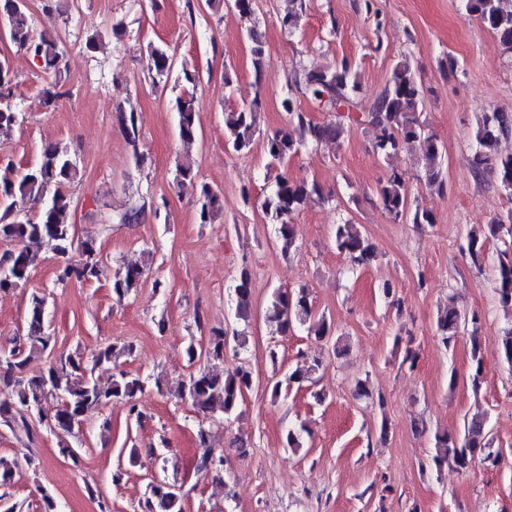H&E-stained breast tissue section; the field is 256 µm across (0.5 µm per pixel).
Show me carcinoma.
Returning a JSON list of instances; mask_svg holds the SVG:
<instances>
[{"mask_svg": "<svg viewBox=\"0 0 512 512\" xmlns=\"http://www.w3.org/2000/svg\"><path fill=\"white\" fill-rule=\"evenodd\" d=\"M294 9L282 18L288 31L298 28L306 12V0H293ZM468 14L476 17L494 36L504 50L512 54V0H463ZM258 0H234L232 7L244 21L246 38L255 74H260L265 63L262 34L258 32L256 13ZM0 14L10 18L8 37L17 50L28 54L38 62L47 81L40 92L41 107L50 111L63 95L66 49L57 39L34 35L33 18L23 0H0ZM153 68L150 80L159 87L168 83L173 74L174 60L162 45L148 46ZM200 81L199 72L182 68L176 82L184 87L174 99L178 115L179 137L189 144L198 133L199 115L195 97L190 89ZM14 74L6 58H0V134L12 131L20 123V113L12 104ZM291 91L280 100L281 108L288 114L289 128L263 137V151L270 170L283 166L288 159L300 154L311 145L334 143L351 127L371 134V147L380 158L411 151L419 146L426 160L425 184L443 193L446 175L443 167V147L435 135L427 130L422 120L423 90L418 84L408 59L396 63L383 91L373 101L368 111H357L359 81L351 65L344 61L334 70L300 71L290 81ZM331 113L327 122L316 123L302 109V101ZM119 119L128 144L138 151L140 129L136 112L119 110ZM226 142L239 154L251 152L260 133L258 104L244 105L234 112L224 113ZM512 130V115L504 112H486L479 120L476 148L472 167L475 175L485 171L496 173L500 188L512 197V155L498 153L500 137ZM80 175L77 159L60 144H49L41 152L38 161L17 174L0 176V240L10 241L15 248L0 257V293L25 287L32 267L43 249L58 259L57 281L61 284L73 279L91 281L104 274L100 246L92 238L76 236L73 215L75 202L68 187ZM376 200L382 209L396 222L432 225L436 215L432 209L412 200L406 173L396 168L388 170L375 188ZM332 198L315 180H294L284 173L277 175L271 191L265 196L261 209L266 221L276 226L277 240L283 251L291 250L296 243L294 215L312 200L325 202ZM31 208L38 209V217H27ZM224 208L222 193L207 183H200L195 200L196 222L212 224ZM503 243L495 266V294L504 308L512 309V210L469 231L465 254L476 266L485 261L487 241ZM335 243L356 271L376 257L374 245L362 235L351 220L336 225ZM147 280L145 267L130 264L115 270L112 276V293L119 300L142 287ZM252 279L248 270L240 272L234 286L235 318L245 323L252 314ZM266 320L278 331L288 332L299 325L315 340L332 345L333 353L341 356L347 346L335 339L336 328L326 316L313 308L310 291L302 286L294 291L274 289L265 305ZM26 332L23 341L8 348H0V388L8 398L0 400V425L24 433L31 438L35 427L31 419L45 427L58 439L62 456H67L71 445L68 437L79 422H85L95 412L115 401L129 403V418L142 425L144 416L134 404L137 395L148 387L150 378H142L122 369L112 373L101 383L94 372L102 366H115L119 360L132 355L129 344L112 343L98 348L86 357L81 352L68 356H56V340L50 330L46 296L33 292L26 308ZM479 314L468 313L455 307L440 312L436 329L443 345H448L461 335L471 342V370L469 382L473 391L480 390L483 382L485 353L478 337ZM235 350H243L247 336L242 331L227 332L221 328H209V342L204 350L189 344L185 354L189 364L202 358L224 357L229 342ZM47 356L45 368L36 374H28L31 357ZM498 357L512 368V326L504 330L497 349ZM324 364L322 357L304 355L295 369L280 379L268 380L271 398L281 397L282 389L302 387L314 382V375ZM254 384V374L247 365L223 374L196 371L189 374L173 390L180 400H187L203 415L234 413L244 395ZM57 400V408L48 414L41 408L42 400ZM305 425L291 427L285 435V446L297 452L303 447ZM200 448L197 470L216 484H224V452L215 451L209 445V431L198 430ZM498 463V455L491 449V433L487 414H476L464 421L460 433L449 431L435 435V454L432 462L436 470L451 464L467 470L476 460ZM17 461L0 456V486L11 483ZM142 512H184L183 494L172 489L165 479L151 480Z\"/></svg>", "mask_w": 512, "mask_h": 512, "instance_id": "carcinoma-1", "label": "carcinoma"}]
</instances>
